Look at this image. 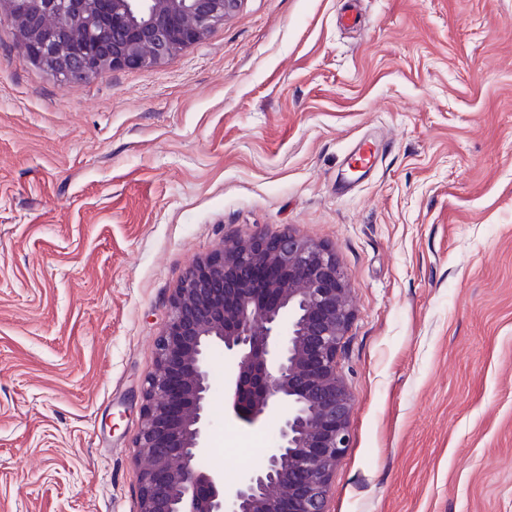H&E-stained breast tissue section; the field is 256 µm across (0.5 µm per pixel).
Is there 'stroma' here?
I'll return each mask as SVG.
<instances>
[{
  "label": "stroma",
  "mask_w": 512,
  "mask_h": 512,
  "mask_svg": "<svg viewBox=\"0 0 512 512\" xmlns=\"http://www.w3.org/2000/svg\"><path fill=\"white\" fill-rule=\"evenodd\" d=\"M286 228L334 248L353 296L329 512H512V0H242L71 88L0 21V512H138L174 288ZM232 363L212 350L229 488L279 426L225 418Z\"/></svg>",
  "instance_id": "35a3bbf8"
}]
</instances>
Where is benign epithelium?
<instances>
[{
  "instance_id": "7a95c632",
  "label": "benign epithelium",
  "mask_w": 512,
  "mask_h": 512,
  "mask_svg": "<svg viewBox=\"0 0 512 512\" xmlns=\"http://www.w3.org/2000/svg\"><path fill=\"white\" fill-rule=\"evenodd\" d=\"M242 0H0L28 59L80 85L146 68L204 38ZM352 319L330 246L288 229L234 239L197 261L172 294L142 392L139 512H328L349 447L352 398L338 356ZM233 354L224 415L249 426L285 408L265 464L231 489L198 468L208 448V353Z\"/></svg>"
}]
</instances>
